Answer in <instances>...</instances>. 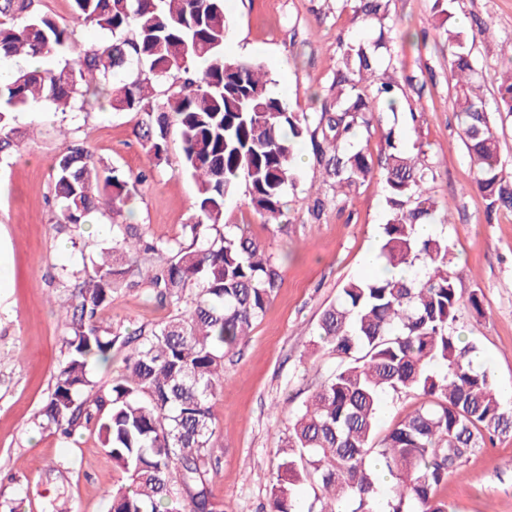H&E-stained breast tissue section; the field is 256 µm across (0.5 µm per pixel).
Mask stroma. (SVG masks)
<instances>
[{
  "label": "stroma",
  "mask_w": 512,
  "mask_h": 512,
  "mask_svg": "<svg viewBox=\"0 0 512 512\" xmlns=\"http://www.w3.org/2000/svg\"><path fill=\"white\" fill-rule=\"evenodd\" d=\"M230 36L226 54L264 65L273 91L290 108L317 124L330 94L342 46L372 38L378 25L363 20L345 0H224ZM445 18L435 0H390L389 23L413 41L394 40L388 70L399 84L405 109L379 115L367 145L379 156L381 126L407 128L406 147L420 146L432 169V194L449 221L434 233L446 237L449 259L463 295L477 294L481 311H463L452 332L476 345L490 367L506 411L512 412V213L491 211L475 186V173L457 134L454 88L448 81V25L473 36L472 56L483 77L505 67L512 46V0H455ZM491 26L492 36L479 30ZM133 112L95 109L56 112L50 107L17 112L18 148L0 163V512H49L63 495L74 512H108L113 488L128 484L94 427L70 439L37 426L64 358L66 310L74 283L91 271V260L108 244V216H88L86 231L72 239L53 222L48 199L52 171L64 138L83 143L94 161L124 173L146 172L126 206L129 223L149 236L184 238L197 188L182 168V145L171 138L168 162L154 166L134 136ZM304 161L288 189L286 228L263 222L244 188L227 198L224 221L247 225L281 266L282 283L264 314L224 364L218 393L211 489L224 512H262L271 474L283 456L289 419L340 363L317 335L322 311L343 283L368 275V252L378 247L387 219L385 191L372 175L349 197H337L304 145ZM327 206L320 220L308 208L315 197ZM121 288L101 317L123 334L150 331L171 315L149 290ZM450 512H512V432L471 455L462 475L439 490Z\"/></svg>",
  "instance_id": "stroma-1"
}]
</instances>
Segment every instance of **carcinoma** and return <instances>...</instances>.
Returning a JSON list of instances; mask_svg holds the SVG:
<instances>
[{"mask_svg": "<svg viewBox=\"0 0 512 512\" xmlns=\"http://www.w3.org/2000/svg\"><path fill=\"white\" fill-rule=\"evenodd\" d=\"M37 0H0V59L53 56L75 44V30L35 8ZM76 21L112 39L83 46L55 69L18 67L0 81V162L14 150L13 112L51 105L65 112L104 94L116 112H138V143L153 164L168 162L177 136L183 169L195 180L191 238L147 240L123 219V206L146 180L91 160L64 143L53 168V219L78 234L86 217L108 208L112 242L75 287L66 322L65 360L39 423L68 439L94 426L131 485L112 491L109 512H216L209 487L213 400L223 386L224 357L248 335L280 287V267L240 224H225L224 205L239 183L266 224L283 228L287 188L295 185L301 146L332 186L355 188L373 174L358 140L373 113L396 111L395 84L379 74L392 38L379 31L348 48L332 86L336 99L315 128L270 89L251 60L230 58L224 0H72ZM355 11L383 21L389 0H357ZM448 34V78L455 89L458 137L493 210L512 212L491 114L512 115V65L494 72V107L475 79L471 47ZM388 219L380 258L411 277L347 281L320 317L319 336L340 359L336 371L288 422L286 451L272 477L269 512H448L438 496L448 475L491 437L512 428L489 369L473 362L476 346L451 332L464 306L449 267L448 238H421L419 224L437 212L422 150L405 149L394 128L382 132ZM151 262L144 282L175 313L129 340L99 320L133 264ZM198 292L187 305L184 292ZM128 348L108 386L94 362ZM417 392L423 403L386 435L377 428L383 395ZM387 483L379 503L381 482ZM312 490L307 508L300 491Z\"/></svg>", "mask_w": 512, "mask_h": 512, "instance_id": "carcinoma-1", "label": "carcinoma"}]
</instances>
